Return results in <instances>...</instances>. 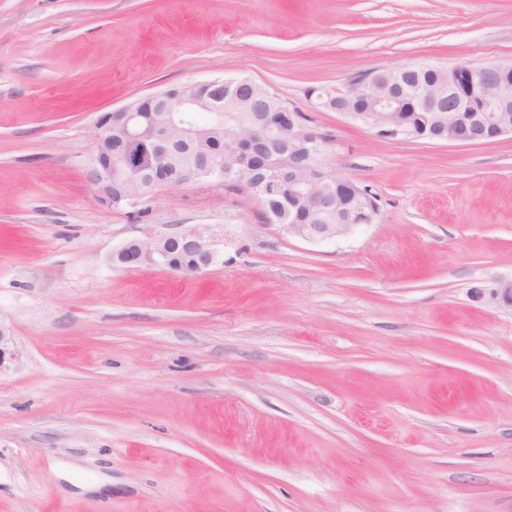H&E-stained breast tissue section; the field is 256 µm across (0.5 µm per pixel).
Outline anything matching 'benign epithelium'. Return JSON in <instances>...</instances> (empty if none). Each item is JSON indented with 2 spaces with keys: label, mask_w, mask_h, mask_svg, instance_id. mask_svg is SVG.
Masks as SVG:
<instances>
[{
  "label": "benign epithelium",
  "mask_w": 512,
  "mask_h": 512,
  "mask_svg": "<svg viewBox=\"0 0 512 512\" xmlns=\"http://www.w3.org/2000/svg\"><path fill=\"white\" fill-rule=\"evenodd\" d=\"M510 65L489 64L455 66L446 69L445 85L434 88L419 85L409 90L401 82L408 66L371 71L352 79L342 90H326L307 96L316 108L337 112L387 141L424 140L431 143L480 145L512 135V79ZM206 87L207 92L198 93ZM147 96L123 109L98 117L93 125L95 148L85 169L87 182L95 190L101 207L112 208V126L130 135H138L141 112L160 113L156 120L155 146L166 154L169 131L196 136L202 128L194 124L197 115L224 120V94L234 99L247 97L255 83L247 78L215 80ZM412 97L419 112L402 111L403 100ZM354 98L370 101L366 111L346 106ZM279 122H271V113L253 121L251 130L228 139L229 156L224 177L236 178L239 171L259 169L264 173L263 192L270 198H288V223L282 228L291 236L321 243L352 233L362 224H370L378 208L369 193L355 180L342 177L326 167L322 139L316 127L304 120V114L291 108L277 112ZM336 187V198L319 194L322 186ZM312 208L336 212L334 224H308L298 214ZM224 256V242L195 227L176 234L152 231L144 239H134L112 255V262L128 267L164 266L174 271L203 273ZM489 300L512 308V280L501 281L490 292ZM17 361L13 336L0 325V375Z\"/></svg>",
  "instance_id": "1"
}]
</instances>
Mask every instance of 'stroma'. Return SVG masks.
<instances>
[{"label": "stroma", "mask_w": 512, "mask_h": 512, "mask_svg": "<svg viewBox=\"0 0 512 512\" xmlns=\"http://www.w3.org/2000/svg\"><path fill=\"white\" fill-rule=\"evenodd\" d=\"M512 64V0H0V512H512V137L335 112L373 223L325 243L219 184L102 208L103 113L248 78L284 104L399 65ZM193 226L200 274L113 264ZM17 361V354L13 349V336L7 326L0 324V375L12 369Z\"/></svg>", "instance_id": "stroma-1"}]
</instances>
